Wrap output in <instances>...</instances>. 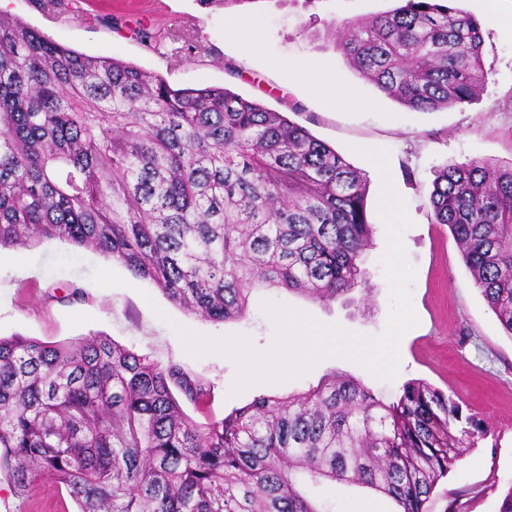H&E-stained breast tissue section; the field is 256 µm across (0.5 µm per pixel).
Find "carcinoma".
Wrapping results in <instances>:
<instances>
[{
    "mask_svg": "<svg viewBox=\"0 0 512 512\" xmlns=\"http://www.w3.org/2000/svg\"><path fill=\"white\" fill-rule=\"evenodd\" d=\"M457 0L342 25L335 49L418 112L483 89L481 22ZM367 180L284 113L225 87L174 88L0 15V248H92L204 320L278 288L345 303L367 284ZM474 285L512 336V162L439 169L429 196ZM211 388L107 336L0 337V473L19 497L62 484L78 512H331L322 482L427 512L487 437L415 380L392 401L343 373L198 422Z\"/></svg>",
    "mask_w": 512,
    "mask_h": 512,
    "instance_id": "1",
    "label": "carcinoma"
}]
</instances>
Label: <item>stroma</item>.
I'll return each mask as SVG.
<instances>
[{
	"label": "stroma",
	"mask_w": 512,
	"mask_h": 512,
	"mask_svg": "<svg viewBox=\"0 0 512 512\" xmlns=\"http://www.w3.org/2000/svg\"><path fill=\"white\" fill-rule=\"evenodd\" d=\"M5 0L0 13L19 18L74 50L124 60L179 88L225 86L286 113L330 145L368 178L367 212L375 233L364 268L367 290L356 302L320 303L274 288L250 298L244 318L226 323L200 319L171 304L151 282L133 278L102 254L50 241L0 249V336L44 342L110 337L161 366L178 365L211 388L207 417L221 419L260 395L302 392L332 372L361 380L392 400L404 383L422 379L459 397L489 431L468 449L426 504L446 512L459 498L466 512H498L512 488V336L475 287L447 227L433 223L429 194L441 167L471 159L512 161V0H460L484 29V90L477 101L430 112L410 110L359 77L336 52L334 24L366 19L395 8V0H246L224 10L200 0ZM146 28L151 43L137 39ZM238 76H229L225 62ZM332 83L345 98L329 103L318 94ZM389 153L395 190L405 199L413 227L403 234L415 268L412 305L418 323L400 340V372L378 378L353 359L331 354L305 373L234 391L237 362L219 352H188L181 332L208 338L247 337L259 352L271 351L277 326L264 311L271 302L324 326L376 336L389 311V286L380 259L386 250L379 212L381 174L372 152ZM79 296L68 300L64 285ZM319 497L335 512H393L386 497L365 488L319 485ZM63 485L45 481L17 497L0 475V512H76Z\"/></svg>",
	"instance_id": "1"
}]
</instances>
